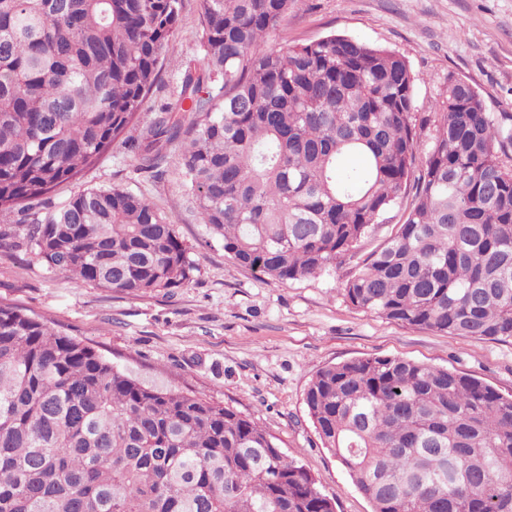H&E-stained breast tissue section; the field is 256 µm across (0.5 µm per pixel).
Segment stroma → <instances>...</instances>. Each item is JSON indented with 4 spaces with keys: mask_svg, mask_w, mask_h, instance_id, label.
<instances>
[{
    "mask_svg": "<svg viewBox=\"0 0 512 512\" xmlns=\"http://www.w3.org/2000/svg\"><path fill=\"white\" fill-rule=\"evenodd\" d=\"M343 34L403 55L418 104L437 100L449 77L467 81L487 112L512 115V0H295L271 46ZM198 0H181L174 48L140 114L141 133L175 102L187 70L201 66ZM179 144L168 145L159 174L137 171L121 143L54 201L87 187L117 184L145 194L177 224L197 265L173 293L136 298L77 284L23 251L0 248V302L51 319L149 386L202 396L245 415L336 501V512H372L334 455L323 448L304 393L321 368L367 357H397L477 377L512 394V342L448 336L389 321L343 297L349 269L288 283L238 266L220 238L200 224L178 174Z\"/></svg>",
    "mask_w": 512,
    "mask_h": 512,
    "instance_id": "obj_1",
    "label": "stroma"
}]
</instances>
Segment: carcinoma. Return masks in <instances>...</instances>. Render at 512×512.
<instances>
[{"label":"carcinoma","mask_w":512,"mask_h":512,"mask_svg":"<svg viewBox=\"0 0 512 512\" xmlns=\"http://www.w3.org/2000/svg\"><path fill=\"white\" fill-rule=\"evenodd\" d=\"M202 68L123 140L153 170L181 142L200 223L282 283L350 263L414 189L385 245L342 282L352 306L450 336L512 341V128L448 76L424 160L405 57L343 36L268 46L294 0H199ZM180 0H0V222L51 271L131 297L196 269L120 185L61 204L143 109ZM363 169L340 173L344 157ZM304 402L373 512H512V396L445 367L368 357L319 369ZM0 512H336L246 416L134 379L50 320L0 303Z\"/></svg>","instance_id":"obj_1"}]
</instances>
